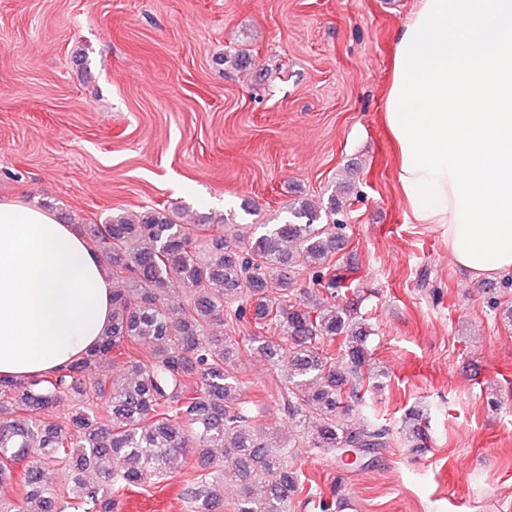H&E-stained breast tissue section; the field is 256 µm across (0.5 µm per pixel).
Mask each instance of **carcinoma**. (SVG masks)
<instances>
[{"instance_id":"obj_1","label":"carcinoma","mask_w":512,"mask_h":512,"mask_svg":"<svg viewBox=\"0 0 512 512\" xmlns=\"http://www.w3.org/2000/svg\"><path fill=\"white\" fill-rule=\"evenodd\" d=\"M351 189L344 182L323 206L300 198L291 219L259 235L249 224L210 234V218L185 224L178 207L76 225L122 287L112 289L110 327L85 357L47 376L0 380V487L19 490L18 500H0V512H118L121 491L156 483L190 453L198 466L182 490L188 512L221 507L227 460L240 482L231 512H294L305 477L290 449L336 459L347 448L420 447L418 410L396 430L371 418L344 423L364 399L372 335L355 302L337 301L350 286L336 260L344 225L332 217ZM307 273L312 287L295 288ZM174 283L184 289L176 305ZM245 350L270 365L257 397L237 376ZM103 360L120 376L86 385L84 374ZM267 401L294 429L277 447L255 423ZM31 455L40 464L16 481L13 465ZM61 467L74 479L65 491L54 486Z\"/></svg>"}]
</instances>
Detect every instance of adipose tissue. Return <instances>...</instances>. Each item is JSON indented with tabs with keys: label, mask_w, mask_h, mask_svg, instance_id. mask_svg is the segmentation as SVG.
Here are the masks:
<instances>
[{
	"label": "adipose tissue",
	"mask_w": 512,
	"mask_h": 512,
	"mask_svg": "<svg viewBox=\"0 0 512 512\" xmlns=\"http://www.w3.org/2000/svg\"><path fill=\"white\" fill-rule=\"evenodd\" d=\"M386 122L410 219L477 277L512 271V0H416L394 36ZM112 318V280L69 224L0 201V379L73 363Z\"/></svg>",
	"instance_id": "1"
}]
</instances>
